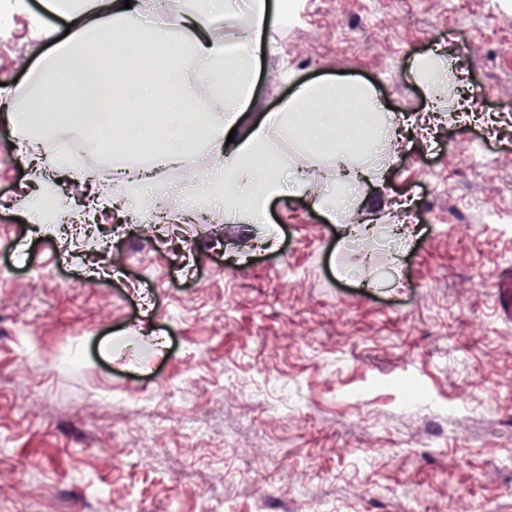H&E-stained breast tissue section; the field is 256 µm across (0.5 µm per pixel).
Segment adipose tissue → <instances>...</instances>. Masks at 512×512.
Here are the masks:
<instances>
[{"label": "adipose tissue", "instance_id": "adipose-tissue-1", "mask_svg": "<svg viewBox=\"0 0 512 512\" xmlns=\"http://www.w3.org/2000/svg\"><path fill=\"white\" fill-rule=\"evenodd\" d=\"M152 0H84L75 6L71 0H43L47 14L63 19L71 29L64 38H57L56 28L42 27L40 39L54 40L51 53L41 62L34 74L32 93L47 99L60 68H67L78 86L88 95H95L100 86H107L110 97L126 99L127 107L112 109L109 121L114 128L130 124L135 112L153 111L158 102H192L204 124L203 133L209 151L215 159L211 171L200 179L199 185L223 204L225 216L248 224L267 221L269 203L276 198L290 196L312 200L324 208L330 219L336 220L351 206L349 197L332 201L318 197L303 174H295L291 184H284L273 173L264 174L240 168L239 161L247 155H266L271 151L272 136L279 135L314 161L322 153L323 144H329L336 119L327 112L326 104L353 100L358 104L342 132L340 147H331L330 156L343 168L345 184L356 183L359 177L377 175V168L369 162L354 160L349 143L366 137L367 153L391 151L399 143L394 135L395 121H383L384 110L373 92L366 87L346 81L325 80L297 89L291 99L278 111L269 113L264 122L245 135L238 134L241 117L252 85L255 57L252 47L263 35L266 22L265 0H255L251 15L241 16L236 0H208L203 10L182 13L179 29L185 56L171 59L168 75L110 86L109 75L100 68L84 64L74 50L98 33L118 29L122 20L136 19L149 12ZM239 29L243 42L240 51L225 50L224 38L214 36L216 28ZM199 63L210 75V91L203 100L192 101L189 91L191 63ZM191 143L181 132H174L166 145L152 157L141 159L133 151L112 162L113 193H106L88 174H72L76 183L91 187V212L102 209H134L138 198L156 191L161 181L159 167L182 171L183 158Z\"/></svg>", "mask_w": 512, "mask_h": 512}]
</instances>
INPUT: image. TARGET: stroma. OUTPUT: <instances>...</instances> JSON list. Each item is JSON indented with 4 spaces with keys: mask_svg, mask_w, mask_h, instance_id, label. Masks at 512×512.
<instances>
[{
    "mask_svg": "<svg viewBox=\"0 0 512 512\" xmlns=\"http://www.w3.org/2000/svg\"><path fill=\"white\" fill-rule=\"evenodd\" d=\"M42 3L13 24L29 52L0 48L6 88L51 50ZM284 3L243 129L327 79L426 112L416 67L438 55L482 109L376 159L351 195L362 251L288 197L264 224L146 236L104 212L94 245L64 239L15 208L31 181L0 118V512H512V0H295L291 27Z\"/></svg>",
    "mask_w": 512,
    "mask_h": 512,
    "instance_id": "35a3bbf8",
    "label": "stroma"
}]
</instances>
